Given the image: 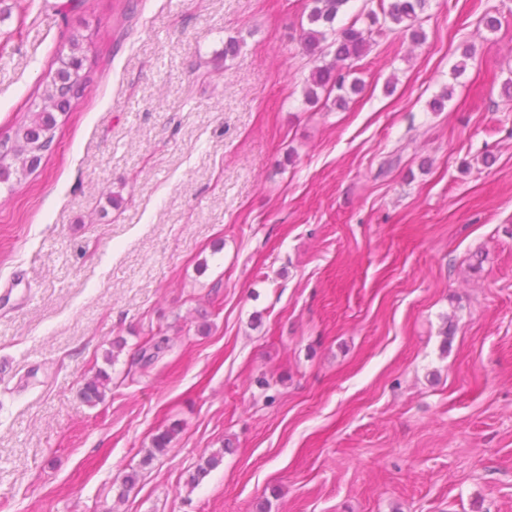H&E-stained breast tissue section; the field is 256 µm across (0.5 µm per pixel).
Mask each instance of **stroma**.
Returning a JSON list of instances; mask_svg holds the SVG:
<instances>
[{
    "instance_id": "35a3bbf8",
    "label": "stroma",
    "mask_w": 512,
    "mask_h": 512,
    "mask_svg": "<svg viewBox=\"0 0 512 512\" xmlns=\"http://www.w3.org/2000/svg\"><path fill=\"white\" fill-rule=\"evenodd\" d=\"M309 2L0 0V138L92 78L0 193V512H512V0L373 32L344 108ZM69 55L61 60L51 82L46 85L42 106L32 118L13 128L12 135L0 139V188L13 187L19 173L33 172L51 150L57 128L55 112L64 114L71 98H79L90 84L83 72L82 43L78 36L69 39Z\"/></svg>"
}]
</instances>
